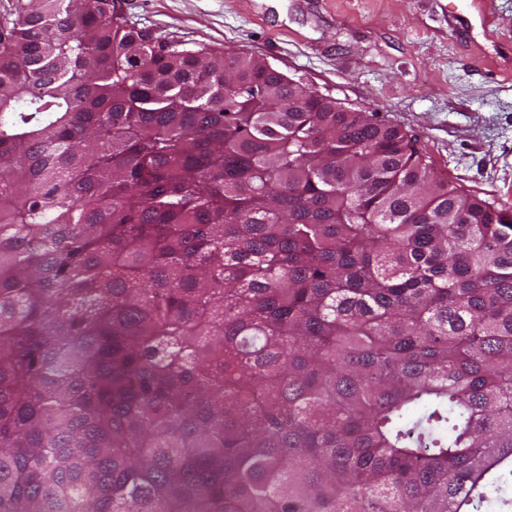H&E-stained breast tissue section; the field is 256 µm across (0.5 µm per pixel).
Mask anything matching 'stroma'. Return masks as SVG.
Returning a JSON list of instances; mask_svg holds the SVG:
<instances>
[{
  "mask_svg": "<svg viewBox=\"0 0 512 512\" xmlns=\"http://www.w3.org/2000/svg\"><path fill=\"white\" fill-rule=\"evenodd\" d=\"M165 41L263 59L411 136L434 171L512 206V0H118Z\"/></svg>",
  "mask_w": 512,
  "mask_h": 512,
  "instance_id": "obj_1",
  "label": "stroma"
}]
</instances>
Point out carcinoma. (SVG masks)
<instances>
[{"label": "carcinoma", "mask_w": 512, "mask_h": 512, "mask_svg": "<svg viewBox=\"0 0 512 512\" xmlns=\"http://www.w3.org/2000/svg\"><path fill=\"white\" fill-rule=\"evenodd\" d=\"M0 512H469L512 487V207L266 62L20 0Z\"/></svg>", "instance_id": "obj_1"}]
</instances>
